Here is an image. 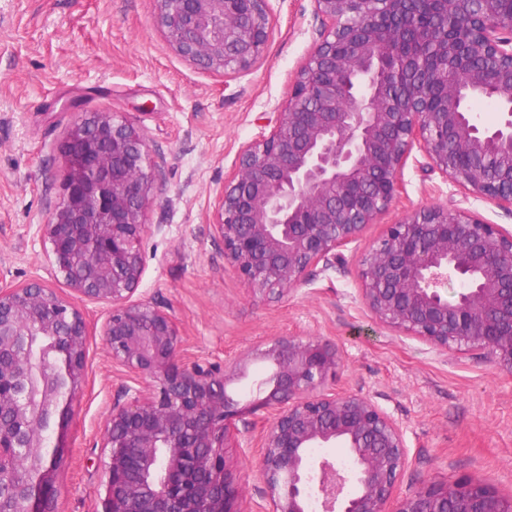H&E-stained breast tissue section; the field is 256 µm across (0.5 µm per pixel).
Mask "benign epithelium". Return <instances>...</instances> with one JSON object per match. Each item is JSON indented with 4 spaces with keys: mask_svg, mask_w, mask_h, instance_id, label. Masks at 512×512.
<instances>
[{
    "mask_svg": "<svg viewBox=\"0 0 512 512\" xmlns=\"http://www.w3.org/2000/svg\"><path fill=\"white\" fill-rule=\"evenodd\" d=\"M173 51L194 65L243 72L263 61L270 0H155ZM314 0L328 23L298 70L268 134L245 145L217 199L224 260L253 294L280 298L307 271L341 258L402 191L414 147L428 168L512 210V0ZM461 39L448 41L440 19ZM503 112L484 125L474 98ZM61 200L41 237L72 294L33 281L0 285V512H55L51 475L63 455L43 452L57 423L64 448L85 380L86 321L75 300L108 306L103 336L129 384L112 401L101 447L96 512H244L227 469L235 420L272 422L255 465L272 512H512L488 479L431 481L392 501L408 463L400 424L372 399L338 392L339 349L276 336L233 363L191 359L172 317L135 300L140 242L155 195L149 139L123 112H84L65 132ZM364 302L383 327L441 353L479 349L512 374V230L442 204L389 226L358 266ZM454 280L465 288L448 298ZM52 348L37 357L35 340ZM263 358L272 373L241 403L230 390ZM344 449L349 464L312 448ZM37 489L17 479L20 461Z\"/></svg>",
    "mask_w": 512,
    "mask_h": 512,
    "instance_id": "1",
    "label": "benign epithelium"
}]
</instances>
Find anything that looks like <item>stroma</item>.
Instances as JSON below:
<instances>
[{"mask_svg": "<svg viewBox=\"0 0 512 512\" xmlns=\"http://www.w3.org/2000/svg\"><path fill=\"white\" fill-rule=\"evenodd\" d=\"M270 4L266 58L227 76L172 52L154 0H0V283L37 280L69 296L38 232L61 197L60 142L81 113H127L147 134L155 162V229L141 243L136 296L173 316L185 352L229 364L274 336L330 341L342 357L331 387L370 397L404 428L409 463L395 497L434 480L484 477L512 497V375L482 351L442 354L382 327L357 276L361 256L414 209L452 203L508 230L512 210L428 171L415 149L389 209L342 248L335 267H311L296 292L272 302L254 297L224 260L217 197L241 148L268 133L323 30L313 0ZM81 308L85 382L56 475L57 512H96L103 427L126 382L106 353V305ZM270 421L262 412L241 416L237 443L225 451L242 480L245 512L269 510L250 470Z\"/></svg>", "mask_w": 512, "mask_h": 512, "instance_id": "obj_1", "label": "stroma"}]
</instances>
